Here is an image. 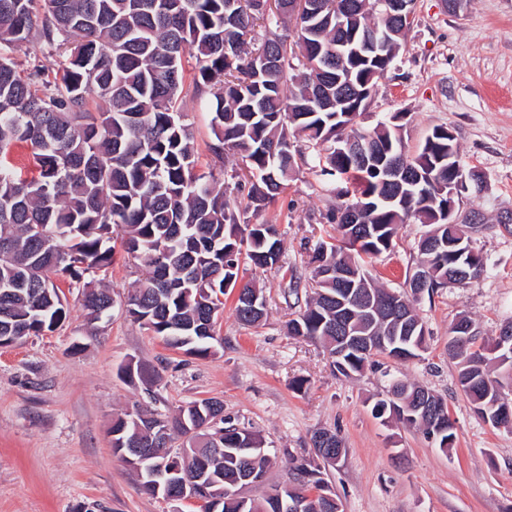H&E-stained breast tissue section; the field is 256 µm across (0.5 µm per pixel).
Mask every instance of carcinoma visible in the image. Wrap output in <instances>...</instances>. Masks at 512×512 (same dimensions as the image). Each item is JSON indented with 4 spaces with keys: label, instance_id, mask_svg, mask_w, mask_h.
I'll return each mask as SVG.
<instances>
[{
    "label": "carcinoma",
    "instance_id": "obj_1",
    "mask_svg": "<svg viewBox=\"0 0 512 512\" xmlns=\"http://www.w3.org/2000/svg\"><path fill=\"white\" fill-rule=\"evenodd\" d=\"M309 13L266 11L259 0H0V159L18 143L33 148L39 168L26 180L0 162V336L20 342L54 331L66 318L68 300L52 276L78 289L86 329L109 316L112 294L87 276L112 263L113 234L141 272L128 297L130 317L164 343L188 354H215L216 327L224 313L227 276L241 265L277 264L276 225L252 222L283 195L300 166L322 177H346L337 190L343 202L330 208L331 240L308 253L315 283L305 308L288 322V334L336 350V297L352 292L373 304L353 322L356 336H388L392 346L368 355L348 350L332 359L345 377L362 372L374 356H420L426 327L401 292L378 286L355 256L395 249L400 226L423 224L440 239L462 244L432 252L427 236L417 244L427 291L448 285L458 264L486 275L483 254L471 236L444 220L448 180L469 176L456 137L437 126L413 153L402 126L381 120L360 126L380 79L394 65L405 41L400 19L378 0H316ZM288 23V33L273 28ZM37 39L64 58L54 80L42 65L26 67L15 55ZM193 60V97L207 104L218 161L241 160L237 169H198L199 156L181 101L184 62ZM361 145L358 154L336 153V140ZM236 269H224V253ZM355 276L354 288L336 284L334 271ZM235 315L246 324L266 314L244 300L265 301L263 289L241 281ZM497 341L472 337L459 359L457 383L475 412L492 423L512 425V400L499 402L502 386L491 363ZM390 401L377 400L378 418L413 415L420 398H440L427 388L394 380ZM195 424L194 433L184 423ZM112 452L157 443L161 454L131 467L142 488L156 490L150 472L164 466L179 484L204 473V481L243 487L246 473L267 472L269 456L243 444L262 437L224 418L223 402L202 399L179 408L171 420L141 409L112 420ZM183 438L175 447V437ZM221 450L215 449V440ZM313 455L295 467L294 484L308 491L326 486L322 466L336 460ZM216 512H270L263 496L247 503L227 499Z\"/></svg>",
    "mask_w": 512,
    "mask_h": 512
}]
</instances>
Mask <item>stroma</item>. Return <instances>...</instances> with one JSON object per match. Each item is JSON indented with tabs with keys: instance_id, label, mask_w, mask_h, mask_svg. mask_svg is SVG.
Instances as JSON below:
<instances>
[{
	"instance_id": "1",
	"label": "stroma",
	"mask_w": 512,
	"mask_h": 512,
	"mask_svg": "<svg viewBox=\"0 0 512 512\" xmlns=\"http://www.w3.org/2000/svg\"><path fill=\"white\" fill-rule=\"evenodd\" d=\"M390 115L399 116L412 152L434 127H447L466 168L485 176L482 188L463 193L459 210L483 221L472 241L488 272L414 299L427 330L422 356H377L346 378L321 344L289 335V320L313 291L307 255L333 233L322 215L336 201L333 184L300 167L262 214L279 230V263L244 272L264 288L266 316L242 325L233 296H225L215 355L171 349L125 314L139 273L117 239L111 267L92 276L116 301L95 334H87L71 292L70 315L53 333L0 348V512H199L147 494L113 454L110 429L114 416L136 406L170 417L205 398L222 401L225 417L258 432L269 450L266 482L248 488L251 497L293 481L297 460L313 453V433L330 430L346 449L324 474L342 512H512V431L474 413L448 353L460 315L472 318L483 340L512 323V0H463L455 12L443 0H416L405 49L379 81L361 124L369 128ZM423 232L422 225H403L392 253L366 260L379 286L405 290ZM294 276L301 284L292 296ZM130 363L141 365L152 384L129 381L121 369ZM393 378L445 400L454 447L373 417L372 403Z\"/></svg>"
}]
</instances>
